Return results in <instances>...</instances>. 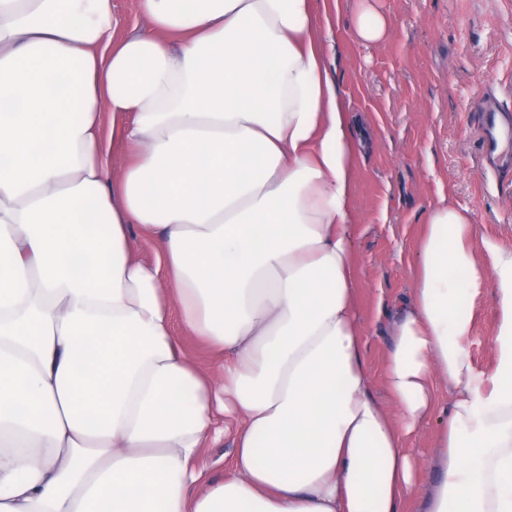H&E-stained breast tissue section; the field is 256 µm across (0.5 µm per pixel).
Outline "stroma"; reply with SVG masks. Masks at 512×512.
I'll return each instance as SVG.
<instances>
[{
	"mask_svg": "<svg viewBox=\"0 0 512 512\" xmlns=\"http://www.w3.org/2000/svg\"><path fill=\"white\" fill-rule=\"evenodd\" d=\"M362 6L387 36L355 34ZM320 32L334 44L337 81L363 144L353 190L356 286L364 351L384 393L393 305L412 286L420 224L430 205L467 209L477 230L512 242V0H325ZM493 303L470 349L489 370Z\"/></svg>",
	"mask_w": 512,
	"mask_h": 512,
	"instance_id": "obj_1",
	"label": "stroma"
}]
</instances>
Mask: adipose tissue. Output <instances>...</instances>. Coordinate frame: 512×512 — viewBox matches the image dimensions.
I'll use <instances>...</instances> for the list:
<instances>
[{
    "label": "adipose tissue",
    "instance_id": "adipose-tissue-1",
    "mask_svg": "<svg viewBox=\"0 0 512 512\" xmlns=\"http://www.w3.org/2000/svg\"><path fill=\"white\" fill-rule=\"evenodd\" d=\"M139 9L149 32L119 40L112 0H0V512H401L438 380L424 512H512V243L427 211L389 416L356 299V126L314 0ZM497 329V318L495 307L491 296L485 298V308L475 324L473 336L470 340V349L475 366L480 371L491 369L492 348L494 345ZM174 325L176 332L178 335L182 336L184 346L194 358L197 366L205 372L215 371L217 369L216 358L208 346L203 344L194 336H189L184 333L181 330L177 317H175ZM437 410L438 413L427 423L426 426L409 436L406 439L407 448H413L415 454L425 463L424 479L427 483L435 480L436 472L434 470L435 462L439 455V448H435V432L437 429V418L441 415L439 411L448 402V388L438 383L437 386ZM229 440L212 446V448H204L200 465L206 467L208 476L212 479H218L223 475L224 457L229 455L231 451Z\"/></svg>",
    "mask_w": 512,
    "mask_h": 512
}]
</instances>
